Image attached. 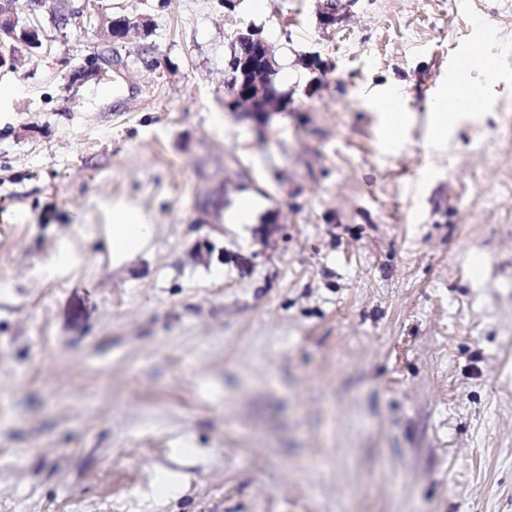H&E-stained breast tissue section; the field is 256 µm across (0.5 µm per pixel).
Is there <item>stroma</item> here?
Returning <instances> with one entry per match:
<instances>
[{
	"mask_svg": "<svg viewBox=\"0 0 512 512\" xmlns=\"http://www.w3.org/2000/svg\"><path fill=\"white\" fill-rule=\"evenodd\" d=\"M322 2L97 0L149 14L154 67L132 42L63 92L91 30L0 74V512H512V12L348 0L324 29ZM249 23L290 55V108L218 128ZM476 36L491 105L431 145ZM119 203L154 232L116 265ZM381 108L385 111L384 135H396L401 137V132L408 121V113L402 109V95L397 88L392 90L381 102Z\"/></svg>",
	"mask_w": 512,
	"mask_h": 512,
	"instance_id": "35a3bbf8",
	"label": "stroma"
}]
</instances>
